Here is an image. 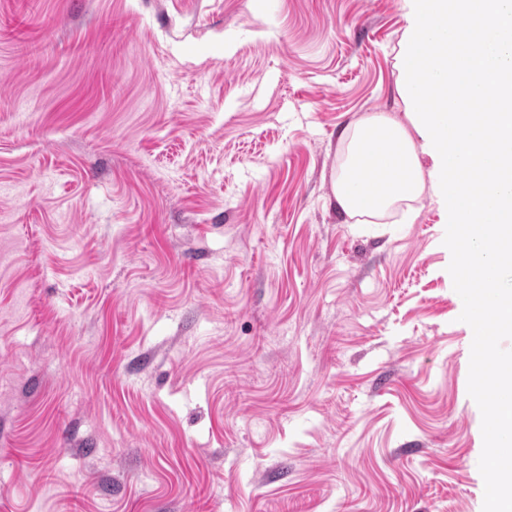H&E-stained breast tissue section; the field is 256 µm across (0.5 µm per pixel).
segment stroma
Masks as SVG:
<instances>
[{
	"mask_svg": "<svg viewBox=\"0 0 512 512\" xmlns=\"http://www.w3.org/2000/svg\"><path fill=\"white\" fill-rule=\"evenodd\" d=\"M401 0H0V512H482L423 199L356 222Z\"/></svg>",
	"mask_w": 512,
	"mask_h": 512,
	"instance_id": "35a3bbf8",
	"label": "stroma"
}]
</instances>
